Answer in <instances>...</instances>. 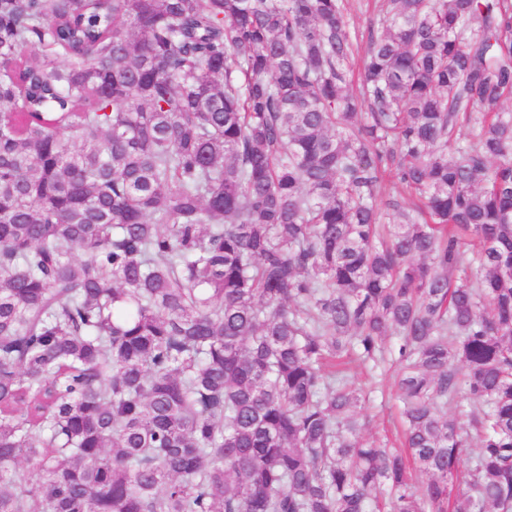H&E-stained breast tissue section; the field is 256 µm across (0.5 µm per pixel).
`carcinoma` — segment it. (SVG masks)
<instances>
[{"label": "carcinoma", "instance_id": "1", "mask_svg": "<svg viewBox=\"0 0 512 512\" xmlns=\"http://www.w3.org/2000/svg\"><path fill=\"white\" fill-rule=\"evenodd\" d=\"M381 12L0 0V512H512V0ZM347 18L352 32H356V57H360L365 49L368 31L374 27L375 31L382 30V18L378 11V0H343ZM355 386L367 393L359 412L371 420L370 428L359 439L377 440L389 447L399 446L400 403L394 386V367L353 368L350 372Z\"/></svg>", "mask_w": 512, "mask_h": 512}]
</instances>
